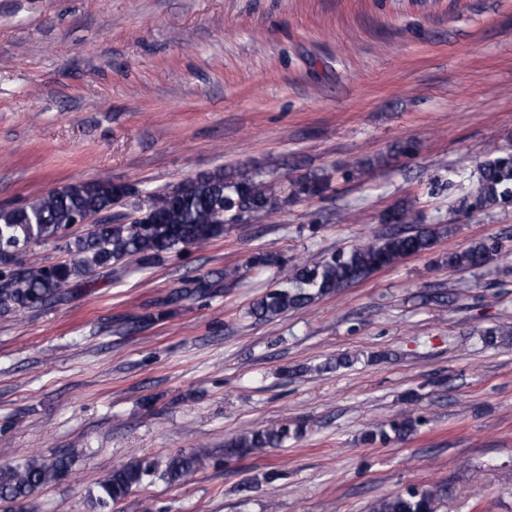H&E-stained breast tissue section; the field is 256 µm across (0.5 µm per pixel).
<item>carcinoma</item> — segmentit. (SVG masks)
<instances>
[{
    "instance_id": "1",
    "label": "carcinoma",
    "mask_w": 512,
    "mask_h": 512,
    "mask_svg": "<svg viewBox=\"0 0 512 512\" xmlns=\"http://www.w3.org/2000/svg\"><path fill=\"white\" fill-rule=\"evenodd\" d=\"M474 188L456 201V210L471 214L512 201V150L476 161ZM328 176L310 171L278 190L258 175L229 177L222 171L190 177L171 190L143 195L125 184L98 178L84 184L54 188L17 207L0 208V313L39 310L61 301L74 282L100 269L125 263L147 268L189 247L201 249L224 236L232 224L246 223L280 212L291 198L323 194ZM134 198L132 212L112 213L123 198ZM104 215L83 234L71 229L79 215ZM383 228L350 247L319 260L306 259L249 309L255 321L267 323L317 300L359 283L402 259L432 251L436 243L455 231L453 224H422L418 210L407 200L388 209ZM55 242L66 256L56 263L37 258L15 264V256L32 251V245ZM288 259L272 251L251 256L249 266L281 268ZM443 263L453 270L479 269L489 263L512 266V236H492L448 252ZM216 283L205 278L186 279L174 288L167 303L207 300L215 295ZM483 343L499 348L512 343V323L505 322L482 332ZM422 424L407 408L388 424L372 426L362 435L364 443L385 445L404 441ZM296 423L270 424L241 431L224 444V458L262 455L282 448L297 437ZM81 448L48 460L0 465V501L22 504L34 492L60 481L71 470ZM207 461L198 452L169 457L161 465L150 458L113 469L89 495L91 512H109L112 504L133 489L162 479L169 484L187 481ZM448 498V485L409 486L381 499L374 512H438Z\"/></svg>"
}]
</instances>
